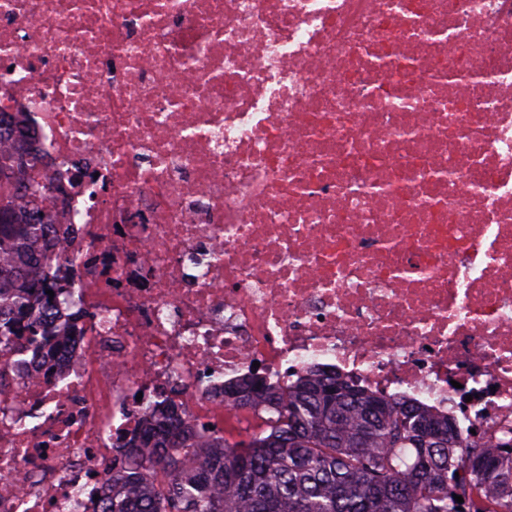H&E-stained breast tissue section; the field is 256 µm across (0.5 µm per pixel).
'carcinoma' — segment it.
Instances as JSON below:
<instances>
[{
    "label": "carcinoma",
    "instance_id": "obj_1",
    "mask_svg": "<svg viewBox=\"0 0 512 512\" xmlns=\"http://www.w3.org/2000/svg\"><path fill=\"white\" fill-rule=\"evenodd\" d=\"M19 150L0 157V253L11 255L0 264V352L21 339L54 342L36 314L55 305L36 259L51 215L14 207L23 192H45L20 180L28 152ZM224 400L252 411L271 404V427L235 443L215 438L197 470L187 433L175 448L151 450L172 416L160 409L156 426L117 442L97 512H512V441L463 453L453 419L414 400L313 371L285 394L254 371L224 386Z\"/></svg>",
    "mask_w": 512,
    "mask_h": 512
}]
</instances>
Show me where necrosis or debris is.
I'll return each instance as SVG.
<instances>
[{"label": "necrosis or debris", "mask_w": 512, "mask_h": 512, "mask_svg": "<svg viewBox=\"0 0 512 512\" xmlns=\"http://www.w3.org/2000/svg\"><path fill=\"white\" fill-rule=\"evenodd\" d=\"M0 112L59 337L0 356V512H92L158 403L268 428L256 362L512 438V0H0Z\"/></svg>", "instance_id": "obj_1"}]
</instances>
